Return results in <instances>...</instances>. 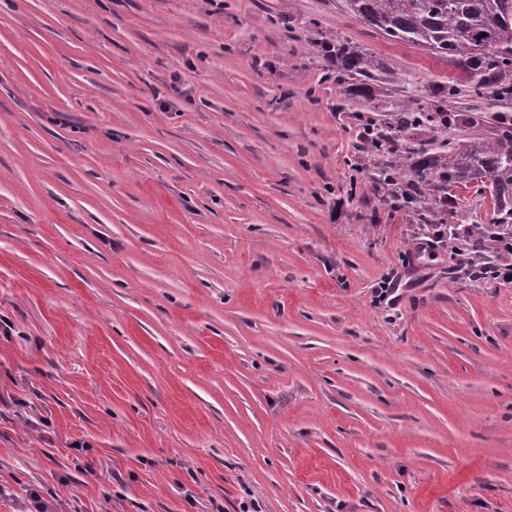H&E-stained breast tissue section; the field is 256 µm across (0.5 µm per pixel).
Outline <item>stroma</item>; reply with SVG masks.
Wrapping results in <instances>:
<instances>
[{
	"label": "stroma",
	"instance_id": "35a3bbf8",
	"mask_svg": "<svg viewBox=\"0 0 512 512\" xmlns=\"http://www.w3.org/2000/svg\"><path fill=\"white\" fill-rule=\"evenodd\" d=\"M338 35L512 118L343 0H0V512H512V224L415 251ZM323 54L332 62H336V79L345 81L359 77L370 78L373 70L379 66L372 54L348 47L347 42L339 35L336 40L320 42ZM496 262L489 260L482 265H470L469 276L473 278H491L511 284L512 264Z\"/></svg>",
	"mask_w": 512,
	"mask_h": 512
}]
</instances>
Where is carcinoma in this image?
<instances>
[{"label":"carcinoma","instance_id":"carcinoma-1","mask_svg":"<svg viewBox=\"0 0 512 512\" xmlns=\"http://www.w3.org/2000/svg\"><path fill=\"white\" fill-rule=\"evenodd\" d=\"M346 10L386 36L411 43L448 59V64L480 76L475 94L491 81L512 76V0H344ZM336 63V80L368 78L379 66L369 53L347 46L338 36L320 42ZM473 116L433 112L410 97L387 131L372 139L381 155L378 180L387 192L408 204L448 199L453 189L477 185L489 194L496 223L512 224V127L494 137L482 135ZM468 126L473 132L448 137V129ZM428 130L429 149L403 151L399 137L409 130Z\"/></svg>","mask_w":512,"mask_h":512}]
</instances>
